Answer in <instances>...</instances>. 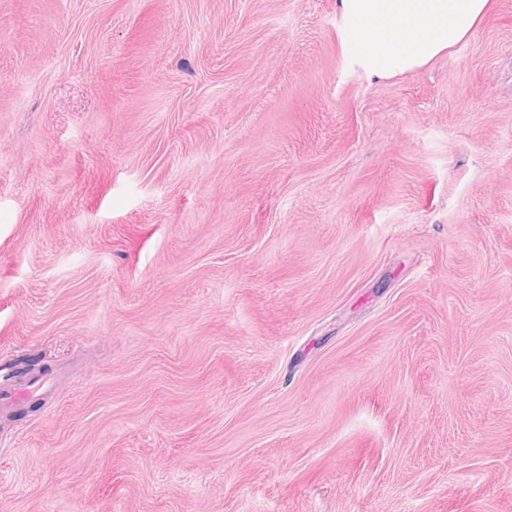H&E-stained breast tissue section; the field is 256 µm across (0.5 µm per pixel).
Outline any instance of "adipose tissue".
<instances>
[{
	"label": "adipose tissue",
	"mask_w": 512,
	"mask_h": 512,
	"mask_svg": "<svg viewBox=\"0 0 512 512\" xmlns=\"http://www.w3.org/2000/svg\"><path fill=\"white\" fill-rule=\"evenodd\" d=\"M489 0H339L345 53L391 78L429 64L473 33Z\"/></svg>",
	"instance_id": "ef3b65f1"
}]
</instances>
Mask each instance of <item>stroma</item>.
<instances>
[{
    "mask_svg": "<svg viewBox=\"0 0 512 512\" xmlns=\"http://www.w3.org/2000/svg\"><path fill=\"white\" fill-rule=\"evenodd\" d=\"M342 24L0 0V512H512V0ZM489 0H340L344 52L369 75L429 64L473 33Z\"/></svg>",
    "mask_w": 512,
    "mask_h": 512,
    "instance_id": "35a3bbf8",
    "label": "stroma"
}]
</instances>
